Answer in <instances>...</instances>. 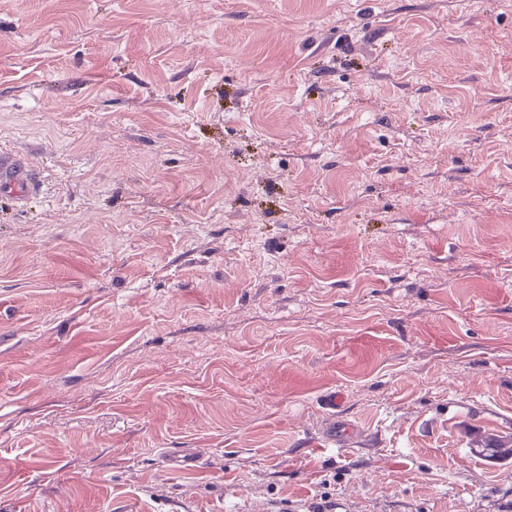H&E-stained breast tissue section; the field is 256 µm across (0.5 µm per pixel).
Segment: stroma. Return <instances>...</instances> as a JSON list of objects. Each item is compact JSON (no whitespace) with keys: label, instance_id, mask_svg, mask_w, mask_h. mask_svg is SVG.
I'll list each match as a JSON object with an SVG mask.
<instances>
[{"label":"stroma","instance_id":"1","mask_svg":"<svg viewBox=\"0 0 512 512\" xmlns=\"http://www.w3.org/2000/svg\"><path fill=\"white\" fill-rule=\"evenodd\" d=\"M1 151L0 512H512V0H0ZM34 176L22 156L0 153V189L27 202L35 194ZM324 408L329 417L328 426L324 432V445L331 450H343L348 446L353 436V428L342 420H338L336 425V409L341 405V396L332 392L323 399ZM338 448H335V447Z\"/></svg>","mask_w":512,"mask_h":512}]
</instances>
